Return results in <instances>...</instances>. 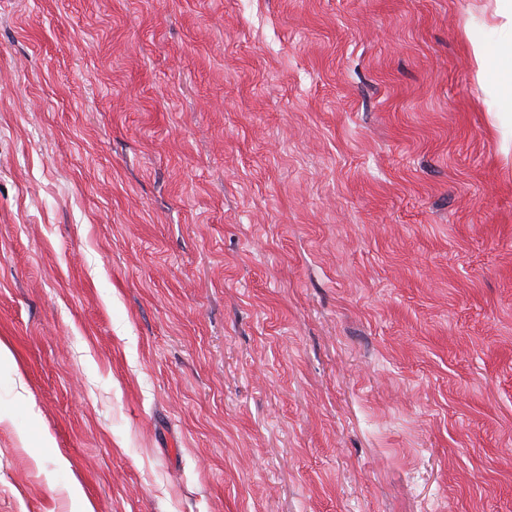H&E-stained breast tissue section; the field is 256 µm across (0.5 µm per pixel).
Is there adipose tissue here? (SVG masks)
<instances>
[{"label": "adipose tissue", "instance_id": "ef3b65f1", "mask_svg": "<svg viewBox=\"0 0 512 512\" xmlns=\"http://www.w3.org/2000/svg\"><path fill=\"white\" fill-rule=\"evenodd\" d=\"M473 64L480 80L492 83L494 97L487 102L492 126L498 131L506 149H512V45L499 50L482 30L468 33Z\"/></svg>", "mask_w": 512, "mask_h": 512}]
</instances>
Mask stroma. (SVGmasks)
I'll use <instances>...</instances> for the list:
<instances>
[{
	"label": "stroma",
	"instance_id": "35a3bbf8",
	"mask_svg": "<svg viewBox=\"0 0 512 512\" xmlns=\"http://www.w3.org/2000/svg\"><path fill=\"white\" fill-rule=\"evenodd\" d=\"M500 23L0 0V512H512ZM497 15L509 29L508 48L497 50L481 29L468 31L473 64L480 80L492 83L496 93L487 100L492 126L498 131L507 152L512 149V1L497 0Z\"/></svg>",
	"mask_w": 512,
	"mask_h": 512
}]
</instances>
